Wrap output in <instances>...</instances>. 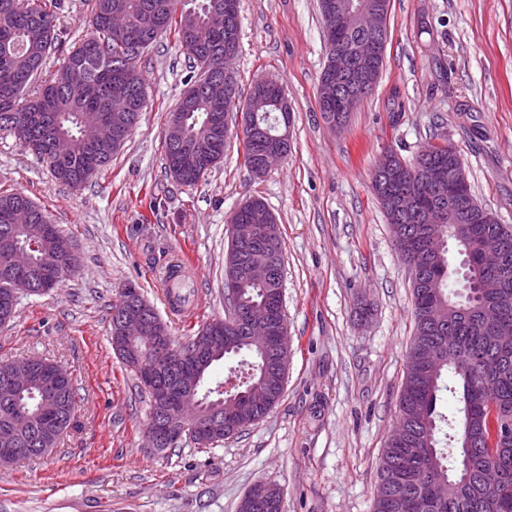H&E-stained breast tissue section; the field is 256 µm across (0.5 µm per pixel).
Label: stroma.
I'll return each instance as SVG.
<instances>
[{
  "label": "stroma",
  "mask_w": 512,
  "mask_h": 512,
  "mask_svg": "<svg viewBox=\"0 0 512 512\" xmlns=\"http://www.w3.org/2000/svg\"><path fill=\"white\" fill-rule=\"evenodd\" d=\"M93 3L56 0L61 42L48 71L94 36ZM239 17L240 95L274 80L291 110L288 154L264 177L245 167L237 125L198 183L167 174L165 130L191 76L171 34L139 62V125L82 186L59 182L0 132V190L32 198L81 254L77 272L21 297L14 322L0 327V362L52 358L76 393V424L56 447L0 470V512H237L258 482L283 488L281 512H372L414 334L411 278L375 198L374 169L385 150L409 159L450 142L478 203L512 227V0H391L383 70L340 131L318 106V0H239ZM253 197L276 216L283 242V396L216 447H149L148 400L112 350L111 307L135 284L179 343L224 317L226 228ZM175 255L195 269L190 318L167 306L159 277Z\"/></svg>",
  "instance_id": "stroma-1"
}]
</instances>
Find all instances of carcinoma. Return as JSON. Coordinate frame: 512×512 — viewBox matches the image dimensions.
<instances>
[{"instance_id": "obj_1", "label": "carcinoma", "mask_w": 512, "mask_h": 512, "mask_svg": "<svg viewBox=\"0 0 512 512\" xmlns=\"http://www.w3.org/2000/svg\"><path fill=\"white\" fill-rule=\"evenodd\" d=\"M209 0H94L96 35L72 51L68 64L50 79H41L47 56L60 41L54 13L44 0H0V131L12 134L26 149L49 166L56 179L72 186L84 183L107 166L140 122V112L112 111L111 94L124 92L146 98L145 82L138 68L139 56L131 55L126 32L151 22L172 31L192 60L194 73L211 67L224 56V33L205 32L203 43L194 45L186 24L202 27ZM281 87L258 80L245 102L234 109L244 112L245 164L254 158V140L278 137L288 148V121L278 116ZM176 111L184 114L185 138L199 151L184 167L176 151L165 147V165L180 183L194 185L224 158V124L214 119L224 108L191 87ZM493 213L478 205L469 224L477 239L463 254L465 283L483 274L482 244L487 237L501 238L512 254V230L490 223ZM248 239H255L248 259L282 264V242L276 218L259 198H253L233 215ZM255 224L272 225L262 238ZM419 224H393L400 244L411 241ZM433 238L445 244L428 261L427 285L413 287L415 332L407 352L405 381L398 400L397 434L383 448L373 512H512V446L495 448L494 462L500 473L497 485L489 484L475 460L489 456L496 419L488 400L512 415V335L489 332L485 320L487 301L479 294L450 296L448 278V225H426ZM65 234L50 223L42 210L20 192L0 193V326L12 322L18 299L8 297L9 283L1 279L6 254L3 244L35 245L32 268L18 273L28 280L51 274L61 263L57 242ZM186 263L178 259L165 267L167 292L181 303L190 301L184 291L189 277ZM237 305L251 311L269 307L276 284H257L241 275ZM497 326L512 328V278L500 289L494 304ZM455 344L448 348V329ZM243 328L224 331V324L204 323L184 345L199 341L215 346L222 357L213 364L238 361L248 379L230 393L202 387L200 409L230 413L234 426L219 433L216 445L256 423L280 401L284 384V359L243 339ZM457 401L455 412L440 410L443 393ZM41 407L37 388L13 404L0 402V436L8 434L17 448H35L36 439L53 428L36 417Z\"/></svg>"}]
</instances>
